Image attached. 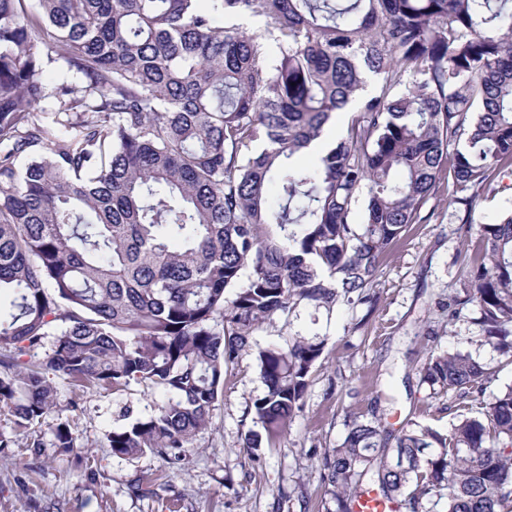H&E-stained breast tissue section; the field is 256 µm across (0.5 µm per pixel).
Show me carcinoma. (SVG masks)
Returning <instances> with one entry per match:
<instances>
[{
	"mask_svg": "<svg viewBox=\"0 0 512 512\" xmlns=\"http://www.w3.org/2000/svg\"><path fill=\"white\" fill-rule=\"evenodd\" d=\"M28 2L0 0V408L16 430L62 410L50 373L82 392L135 382L169 398L124 415L112 455L181 464L253 332L303 303L374 307L383 259L445 189L471 249L448 319L475 306L481 344L512 352V211L473 218L512 174V0ZM49 52L76 81L47 123ZM338 112L344 135L293 163ZM50 329L42 370L24 367ZM322 352L302 336L258 351L248 458L301 410ZM418 373L460 404L494 376L461 350ZM347 428L324 457L336 512L373 486L404 512L444 496L512 512V385L446 434L407 423L393 448L376 421ZM53 436L73 448L67 423Z\"/></svg>",
	"mask_w": 512,
	"mask_h": 512,
	"instance_id": "cac0c4a2",
	"label": "carcinoma"
}]
</instances>
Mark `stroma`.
I'll return each mask as SVG.
<instances>
[{
    "mask_svg": "<svg viewBox=\"0 0 512 512\" xmlns=\"http://www.w3.org/2000/svg\"><path fill=\"white\" fill-rule=\"evenodd\" d=\"M421 213L425 222L412 225L379 269L375 308L318 311L302 305L253 333L249 348L225 367L210 421L180 467L160 454L113 456L107 437L122 425L123 413L146 415L168 399L136 383L82 393L55 377L66 409L25 432L16 431L11 413L0 409V433L12 439L0 461V512H333L322 459L345 438L348 414L378 419L393 433L411 420L448 432L459 412L421 385L416 366L424 353L438 348L476 354L495 370L490 395L512 385V356L481 344L475 307L449 320L448 300L462 294L463 282L447 194L431 197ZM295 336L324 342L304 408L277 449L259 448L258 463H250L243 453L245 435L255 427L250 406L264 392L256 355ZM60 420L69 425L76 449L90 450V457L54 447L52 429ZM139 478L153 484L154 495L133 492Z\"/></svg>",
    "mask_w": 512,
    "mask_h": 512,
    "instance_id": "obj_1",
    "label": "stroma"
}]
</instances>
